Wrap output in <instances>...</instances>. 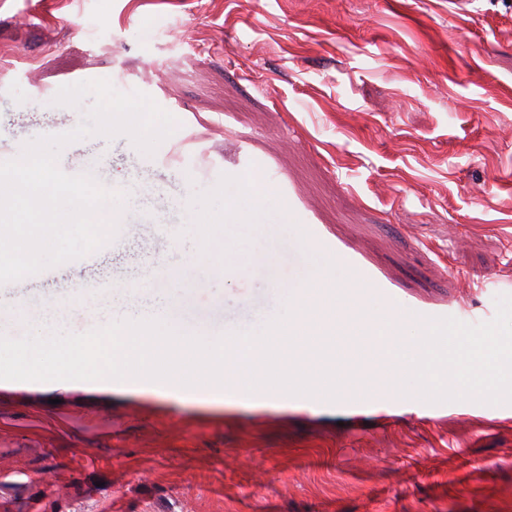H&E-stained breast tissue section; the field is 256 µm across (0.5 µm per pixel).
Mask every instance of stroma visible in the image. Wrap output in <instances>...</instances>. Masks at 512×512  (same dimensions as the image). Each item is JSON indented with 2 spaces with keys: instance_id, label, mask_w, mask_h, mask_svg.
<instances>
[{
  "instance_id": "obj_1",
  "label": "stroma",
  "mask_w": 512,
  "mask_h": 512,
  "mask_svg": "<svg viewBox=\"0 0 512 512\" xmlns=\"http://www.w3.org/2000/svg\"><path fill=\"white\" fill-rule=\"evenodd\" d=\"M96 79L178 126L150 155L124 135L62 148L63 172L97 163L127 199L99 251L0 286L17 335L15 305L79 285L109 286L115 312L251 331L325 257L420 320L488 322L512 294V0H0V161L76 128L93 96L56 93ZM0 512H512V405L390 420L0 380Z\"/></svg>"
}]
</instances>
